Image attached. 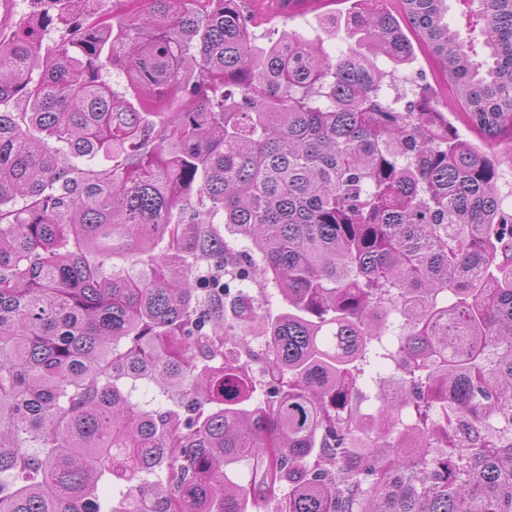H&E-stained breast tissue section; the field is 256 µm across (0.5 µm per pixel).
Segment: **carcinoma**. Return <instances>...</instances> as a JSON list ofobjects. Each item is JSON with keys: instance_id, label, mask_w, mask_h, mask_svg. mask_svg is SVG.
I'll use <instances>...</instances> for the list:
<instances>
[{"instance_id": "1", "label": "carcinoma", "mask_w": 512, "mask_h": 512, "mask_svg": "<svg viewBox=\"0 0 512 512\" xmlns=\"http://www.w3.org/2000/svg\"><path fill=\"white\" fill-rule=\"evenodd\" d=\"M31 2L0 11V512H101L106 475L112 512H512V0H469L481 61L448 0H352L335 55L247 0ZM409 37L415 45L417 59L414 63V70L422 71L426 76L425 82L429 83L433 89L434 101L439 103L442 107V103L448 100L450 96V88L440 77L437 67L432 57L425 51L424 48L420 47L415 40V37L409 33Z\"/></svg>"}]
</instances>
